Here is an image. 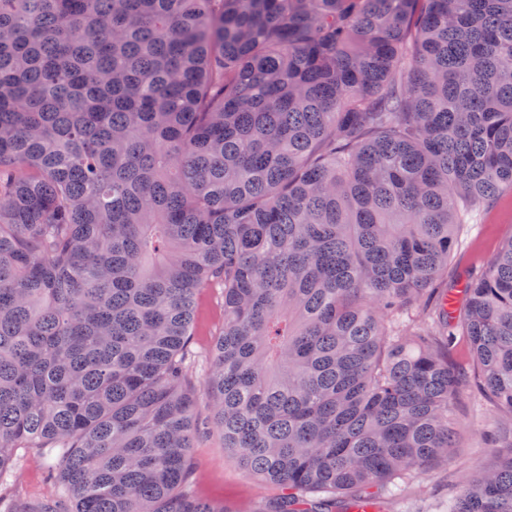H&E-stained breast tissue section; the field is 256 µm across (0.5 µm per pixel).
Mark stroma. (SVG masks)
<instances>
[{
	"mask_svg": "<svg viewBox=\"0 0 512 512\" xmlns=\"http://www.w3.org/2000/svg\"><path fill=\"white\" fill-rule=\"evenodd\" d=\"M512 239V192L507 191L488 208L475 213L465 224L454 258L448 266V284L480 276L502 243ZM224 324V305L218 289L202 290L196 301V324L192 348L199 359L187 374L196 385L206 370L204 355ZM457 438L454 459L448 467H434L394 494H382L379 512H443L449 493L464 478L492 464L495 451L482 434L489 430L497 411L479 393L465 395L455 409ZM194 484L198 497L224 504L227 512H254L259 501L273 498L275 486L247 475L238 461L225 452L217 429L200 436L193 450ZM56 457L37 450H19L17 465L7 480L0 481V498L36 500L55 493L46 478Z\"/></svg>",
	"mask_w": 512,
	"mask_h": 512,
	"instance_id": "1",
	"label": "stroma"
}]
</instances>
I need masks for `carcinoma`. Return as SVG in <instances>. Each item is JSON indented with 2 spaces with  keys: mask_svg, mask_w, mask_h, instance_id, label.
<instances>
[{
  "mask_svg": "<svg viewBox=\"0 0 512 512\" xmlns=\"http://www.w3.org/2000/svg\"><path fill=\"white\" fill-rule=\"evenodd\" d=\"M505 189L512 0H0V479L36 448L60 487L3 512H227L200 404L257 512L376 501L468 387L498 456L448 512H512V239L445 291ZM220 290L219 288H205L197 297L192 349L200 357L188 370L187 383L191 386L196 385L206 371V362L203 356L209 349L215 334L224 325V304L220 299ZM194 484L198 497L224 503L231 512H255L259 501L273 498L275 486L247 475L238 461L224 451V438L214 427L200 436L192 448Z\"/></svg>",
  "mask_w": 512,
  "mask_h": 512,
  "instance_id": "1",
  "label": "carcinoma"
}]
</instances>
